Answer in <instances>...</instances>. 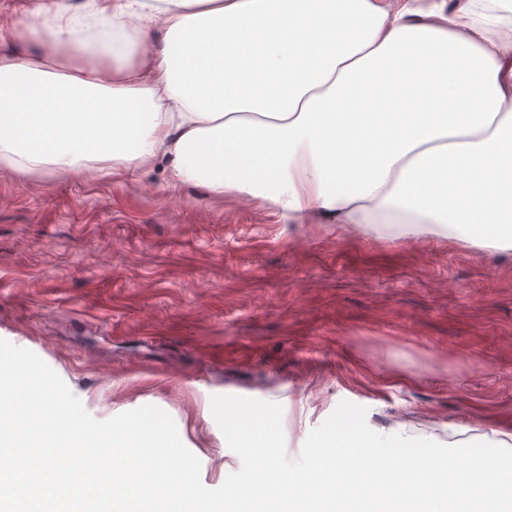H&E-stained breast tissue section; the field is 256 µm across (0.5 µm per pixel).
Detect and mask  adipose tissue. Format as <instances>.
<instances>
[{
    "mask_svg": "<svg viewBox=\"0 0 512 512\" xmlns=\"http://www.w3.org/2000/svg\"><path fill=\"white\" fill-rule=\"evenodd\" d=\"M511 17L512 0H32L0 24V169L159 158L174 184L299 222L512 245ZM38 32L48 51H16ZM372 81L407 111H345Z\"/></svg>",
    "mask_w": 512,
    "mask_h": 512,
    "instance_id": "obj_1",
    "label": "adipose tissue"
}]
</instances>
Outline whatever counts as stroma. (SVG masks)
Wrapping results in <instances>:
<instances>
[{"mask_svg":"<svg viewBox=\"0 0 512 512\" xmlns=\"http://www.w3.org/2000/svg\"><path fill=\"white\" fill-rule=\"evenodd\" d=\"M0 336L44 346L103 418L154 405L201 476L238 463L210 400L281 404L286 449L341 401L383 435L512 432V248L408 225L300 224L263 199L0 170Z\"/></svg>","mask_w":512,"mask_h":512,"instance_id":"stroma-1","label":"stroma"}]
</instances>
